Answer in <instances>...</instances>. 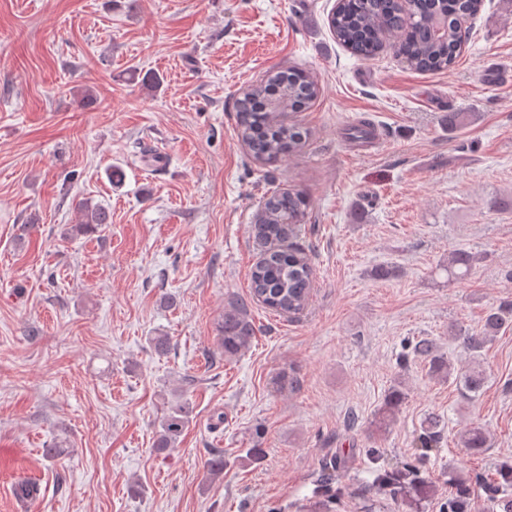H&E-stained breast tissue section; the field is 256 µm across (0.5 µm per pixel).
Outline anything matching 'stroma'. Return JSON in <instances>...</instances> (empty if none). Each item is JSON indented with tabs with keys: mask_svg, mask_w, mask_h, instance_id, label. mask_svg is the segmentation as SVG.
Returning <instances> with one entry per match:
<instances>
[{
	"mask_svg": "<svg viewBox=\"0 0 512 512\" xmlns=\"http://www.w3.org/2000/svg\"><path fill=\"white\" fill-rule=\"evenodd\" d=\"M335 5L0 0V512H367L375 466L414 463L427 496L386 512H445L452 471L482 512L481 479L512 464V327L476 363L475 396L407 353L430 338L469 368L452 329L481 332L486 311L512 301V80L491 74L512 70V0H485L456 64L436 73L388 49L357 60L328 29ZM288 66L318 82L315 104L288 115L311 136L301 156L268 164L241 139L234 102ZM149 74L159 86L142 84ZM452 112L465 125L449 128ZM363 120L374 135L359 152L349 133ZM147 145L165 166L146 164ZM273 185L312 201L297 242L313 290L297 314L252 304L256 338L228 362L215 321L249 296L253 224ZM81 199L112 222L65 237ZM459 248L478 262L452 281L443 266ZM377 266L398 275L371 279ZM153 336L170 337L166 355ZM284 370L295 390L274 385ZM397 380V422L372 434ZM177 400L191 421L157 453ZM430 417L442 438L424 456ZM473 426L491 436L480 456L459 442ZM216 452L228 465L214 479ZM328 458L341 463L337 501L317 492ZM25 481L38 492L24 509Z\"/></svg>",
	"mask_w": 512,
	"mask_h": 512,
	"instance_id": "1",
	"label": "stroma"
}]
</instances>
